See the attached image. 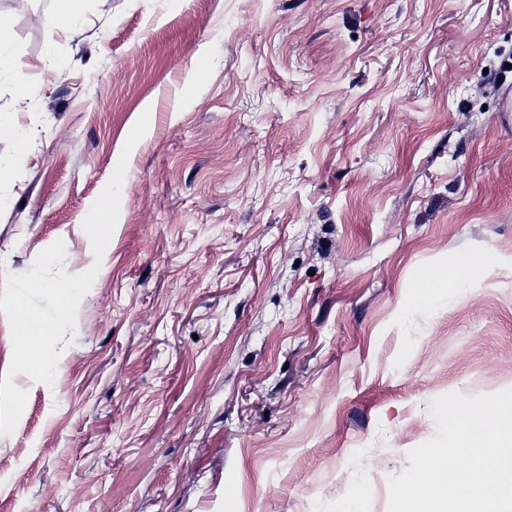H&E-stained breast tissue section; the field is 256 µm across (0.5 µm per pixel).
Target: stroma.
Returning <instances> with one entry per match:
<instances>
[{
	"mask_svg": "<svg viewBox=\"0 0 512 512\" xmlns=\"http://www.w3.org/2000/svg\"><path fill=\"white\" fill-rule=\"evenodd\" d=\"M56 7L0 0V278L58 239L98 273L54 383L13 379L0 512H388L431 401L512 388V0ZM85 0H57L54 22L60 27L74 25L82 20Z\"/></svg>",
	"mask_w": 512,
	"mask_h": 512,
	"instance_id": "35a3bbf8",
	"label": "stroma"
}]
</instances>
